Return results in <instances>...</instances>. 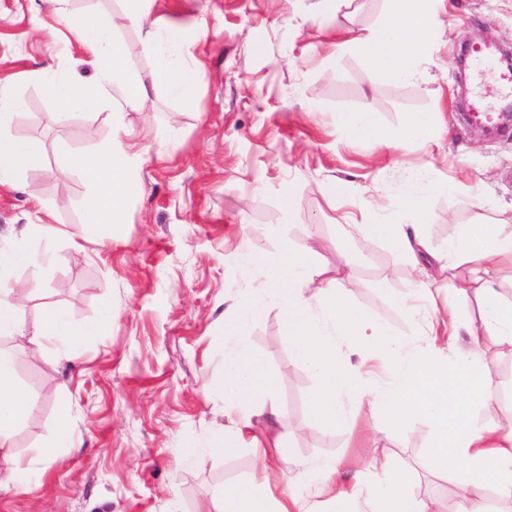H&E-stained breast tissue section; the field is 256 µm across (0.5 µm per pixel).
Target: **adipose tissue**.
<instances>
[{
  "label": "adipose tissue",
  "instance_id": "obj_1",
  "mask_svg": "<svg viewBox=\"0 0 512 512\" xmlns=\"http://www.w3.org/2000/svg\"><path fill=\"white\" fill-rule=\"evenodd\" d=\"M125 7L113 23L88 14L73 21H60L75 41L97 64L94 84L75 89L70 77L46 68L35 78L44 92L57 101L61 120L80 122L86 110L108 87H119L125 105L145 111L149 88L160 85L177 100L189 101L203 78L202 70L184 50L180 30L152 20L149 0H123ZM392 8L376 27L351 38H339L328 46L332 56L358 49L367 59L371 76L388 75L397 80L415 77L434 36L438 12L444 0H391ZM134 29L143 52L152 61V79L143 82L117 41V30ZM19 107L8 91L0 90V186L14 182L16 172L40 164L42 153L36 142L12 136L10 126ZM126 130L120 113L112 115V139L107 148L91 158L79 156L72 165L92 185L83 201L86 226L115 223L128 199L139 189L142 156L124 141ZM428 215L416 194L400 196L393 213L374 207L361 209L359 217L347 220L349 235L395 243L398 257L409 263L415 274L409 294L399 298L418 320L414 341H382L381 326L346 304L353 281L330 280L323 288L306 286L308 259L316 252V239L295 246L283 242L270 255L242 252L241 265L259 281L258 289L237 305L234 324L227 330L224 346V415L229 425L213 450L229 454L240 448L260 452V463L246 486L215 495L209 512H296L297 500L284 486L282 464L287 455L282 435L257 430L251 420L252 398L257 388V364L245 326L256 308L275 304L285 316L287 333L299 355L316 372L318 384L310 396L315 421L332 426L355 427L359 413L385 410L388 427H375L373 444H380L389 428H399L415 414L432 422L434 442L430 449L432 468L438 473L462 472L456 512H491V497L512 499V405L503 409L493 423L479 425L471 420L475 401L493 403L499 387L491 373L480 366L477 351L485 342L512 350V302H503L492 280L476 272L477 267L512 272V233L504 222L463 229L436 248L421 227ZM43 240L42 250H32L29 237ZM70 230L52 224H29L23 237L0 244V338H22L32 356L50 348L74 352L93 340L94 326L74 322L60 307L46 308L41 321L26 327L19 317L31 289L9 280L21 266L54 264L61 255L55 244L71 238ZM474 298L481 308L480 325L472 327L459 317L453 296ZM468 335V347L458 339ZM349 339V351L360 356L382 346L384 360L392 373L383 383L363 365L336 358L339 339ZM353 400L355 410L344 406ZM31 408L30 398L16 385L11 358L0 350V490L29 483L43 472L57 449L75 445L72 429L65 420L53 423L52 449L37 450L25 459L12 449L11 438ZM339 468L327 463L310 470L306 481L314 496L337 504L362 502V512H437L435 500L417 495L412 484L388 468L378 457L356 465L353 483L338 478Z\"/></svg>",
  "mask_w": 512,
  "mask_h": 512
}]
</instances>
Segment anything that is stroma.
I'll return each mask as SVG.
<instances>
[{
    "label": "stroma",
    "mask_w": 512,
    "mask_h": 512,
    "mask_svg": "<svg viewBox=\"0 0 512 512\" xmlns=\"http://www.w3.org/2000/svg\"><path fill=\"white\" fill-rule=\"evenodd\" d=\"M310 2L155 0L152 18L182 28L205 77L191 102L159 88L148 111L127 113V121L164 133L169 144L144 140L140 189L122 223L100 228L89 256L17 273L32 289L26 323L56 305L77 322L98 323L100 334L70 357L50 351L34 358L24 340L5 341L14 379L33 401L12 438L15 450L26 456L49 445L50 426L63 415L77 445L59 449L30 489L0 491V512H208L215 492L249 480L253 450L211 451L226 422L225 313L259 286L241 270V251L274 253L283 240L316 235L309 287L349 274L352 306L376 317L389 337L410 339L412 320L390 298L409 290L413 270L390 244L366 238L338 266L335 218L368 202L392 212L395 190L417 172L437 186L459 185L423 195L433 247L463 228L512 216V128L485 135L468 123L466 87L456 80L469 44L492 40L512 51V0H444L419 82L369 77L363 54L336 59L325 50L333 28L355 34L374 27L390 0H349L329 28L287 22ZM47 66L82 83L97 73L41 0H0V86L22 102L10 132L39 143L43 153L39 166L20 171L15 187H0V242L31 223L37 198L54 224L81 226V202L92 187L70 161L94 156L111 139L105 115L120 91L96 114L67 123L30 78ZM341 112L373 113L377 136H352L336 121ZM417 115L443 126L436 142L384 144V135ZM331 177L349 183L348 197L324 196L321 184ZM248 339L259 387L268 393L265 425L287 433L291 457L341 461V478L351 480L353 462L372 452L371 429L383 414L360 418L352 430L313 420L316 374L297 357L277 307L254 314ZM480 356L500 389L499 402L473 405L474 421L486 423L512 402V353L487 344ZM431 438L430 421L417 415L390 433L384 451L396 469L409 471L421 496L453 512L458 480L430 473ZM189 445L206 455L205 466L183 458Z\"/></svg>",
    "instance_id": "35a3bbf8"
}]
</instances>
